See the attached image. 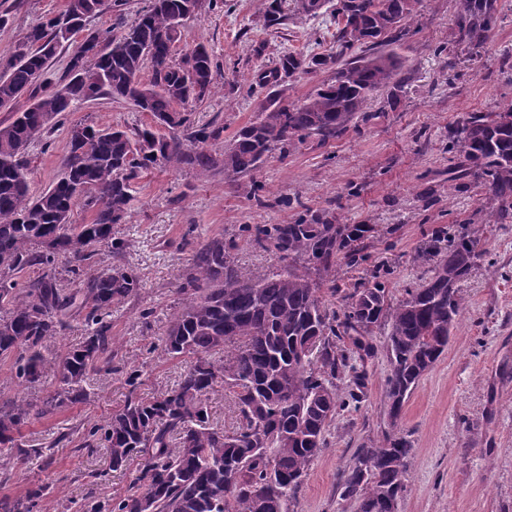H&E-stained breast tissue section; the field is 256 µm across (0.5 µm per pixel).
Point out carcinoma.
<instances>
[{
    "mask_svg": "<svg viewBox=\"0 0 512 512\" xmlns=\"http://www.w3.org/2000/svg\"><path fill=\"white\" fill-rule=\"evenodd\" d=\"M419 0H336L337 52H289L264 76L270 94L256 119L224 144V159L207 150L220 131L194 124L192 104L211 92V54L197 44L175 58L187 22L202 0H151L130 24L116 17L118 31L107 41L89 34L72 55L61 83L43 78L56 50L83 30L86 18L108 0H66L57 17L29 29L0 56V108L12 110L0 122V362L10 364L19 384L51 376L55 392L39 403L14 398L0 403V447L17 449L18 459L41 456L24 448L22 429L50 418L69 404L87 400L89 373L117 372L112 306L133 296L139 277L130 268H89L98 247L118 255L114 237L127 222L134 180L158 163L186 166L199 177L224 172L235 183L259 170L274 151L282 154L309 138L321 142L344 134L374 92L389 90L390 105L404 92L402 62L378 47L408 35ZM455 43L485 47L492 39L498 0H457ZM366 53L343 59L354 45ZM151 68L144 82L141 72ZM332 76L300 102L282 100L286 78L316 70ZM30 104L15 109L23 96ZM104 95L123 98L150 118L130 134L112 127L75 123L54 184L35 195L30 188L28 148L47 133L49 120L73 104ZM462 157L459 173L482 180L497 215H512V103L498 112H470L449 132ZM90 213L75 224L77 203ZM249 241L272 247L283 269L255 276L238 266L224 237H211L195 250L179 286L185 296L164 339L166 354L185 361L175 387L150 398L137 396L140 374H126L129 397L101 426L86 432L84 447L101 439L112 470L136 466L133 489L112 498L108 512H289L310 464L327 447V432L339 411L359 402L342 393L336 380L355 371L352 356L371 357L377 345L372 327L385 325L383 349L390 363L385 405L390 426L400 419L406 398L448 348L464 305L460 283L476 258L477 241L465 235L433 234L427 254L433 270L397 305L381 281L355 282L341 293V312L329 311L323 278L344 260L363 261L364 224L336 218L298 217L291 224H256ZM72 259L75 288L58 283L56 257ZM36 267L25 283L19 274ZM84 314L90 332L61 352L48 343L64 334L72 310ZM222 385L233 398L239 425L214 426L206 395ZM413 448L404 435L387 431L360 444L356 462L340 478L341 496L358 512H393L406 491ZM46 487L22 498L0 500V512H43Z\"/></svg>",
    "mask_w": 512,
    "mask_h": 512,
    "instance_id": "obj_1",
    "label": "carcinoma"
}]
</instances>
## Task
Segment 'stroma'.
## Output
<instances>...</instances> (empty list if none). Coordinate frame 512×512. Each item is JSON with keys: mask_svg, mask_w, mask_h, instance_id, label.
<instances>
[{"mask_svg": "<svg viewBox=\"0 0 512 512\" xmlns=\"http://www.w3.org/2000/svg\"><path fill=\"white\" fill-rule=\"evenodd\" d=\"M65 4L6 0L11 20L0 29V55ZM294 6L287 0L284 23L273 27L265 20L266 0H224L188 22L177 53L206 44L217 71L214 89L192 109L195 124L222 128L213 151L223 152L225 138L254 118L268 92L259 80L281 55L335 52L336 26L329 16H307ZM456 13V0H422L408 35L384 44V51L400 57L406 80L397 107H390L388 90H380L367 103L369 120L327 143L311 138L287 154L273 153L236 186L223 174L200 178L174 164L142 173L127 221L115 230L125 241L123 254L113 257L103 246L96 258L99 267L118 263L139 276L137 293L112 309V335L122 365L140 373L138 395L149 397L175 385L184 368L165 353L163 338L182 305V274L198 243L209 237L234 242L237 264L265 275L281 262L274 249L250 243L251 225L289 224L303 212L368 225L366 261L338 263L333 281L348 288L381 272L394 304L430 276L419 252L435 230L478 238L448 350L419 381L398 425H390L385 412L390 365L379 350L364 364L358 408L337 414L293 512H358L356 502L340 495V474L360 443L392 427L413 445L399 512H512V219L490 223L493 202L479 180L455 178L458 158L448 138L467 113L495 112L512 102V70L500 65L502 55L512 53V0H499L492 42L459 57L450 50ZM147 120L129 101L109 95L52 119L49 133L29 148L33 190L53 184L67 151V125L133 129ZM255 183L268 207L257 206L251 195ZM87 386V402L23 430L25 446L58 437L59 447L23 463L0 450V474L8 477L0 498L47 485L52 512H77L132 487L134 471L109 472L106 449L83 445L86 428L125 404V376L93 372Z\"/></svg>", "mask_w": 512, "mask_h": 512, "instance_id": "1", "label": "stroma"}]
</instances>
